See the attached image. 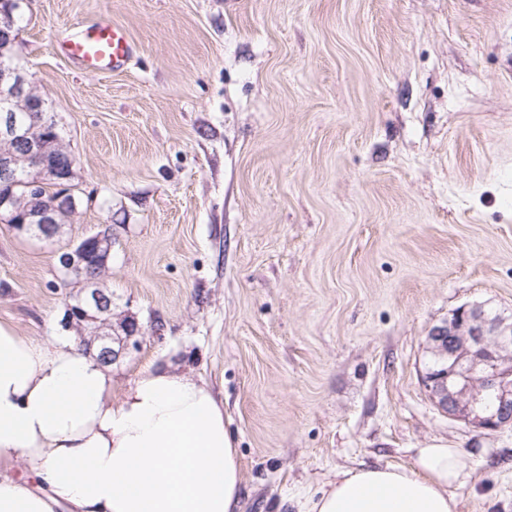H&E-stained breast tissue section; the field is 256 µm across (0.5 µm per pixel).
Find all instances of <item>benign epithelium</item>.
<instances>
[{
	"label": "benign epithelium",
	"instance_id": "obj_1",
	"mask_svg": "<svg viewBox=\"0 0 512 512\" xmlns=\"http://www.w3.org/2000/svg\"><path fill=\"white\" fill-rule=\"evenodd\" d=\"M12 24L13 11L0 16V141L14 144V149L0 152V182H16L23 160L41 176L53 178L61 192L45 205L39 204L36 183L29 185L33 197L27 205L0 194V220L21 233L51 239L61 229L56 213L76 210L69 188L75 162L52 152L44 100L35 97L34 85L8 50ZM111 255L112 227L107 226L59 253L58 264L65 278L80 286L78 295L66 303L64 326L82 340L91 338L107 359L115 360L121 350L113 347L112 294L100 283ZM427 339L430 353L442 361L439 369L427 367L423 377L437 406L486 434L511 427L512 357L507 352L512 349V316L491 315L482 304L462 306L447 322L433 327ZM480 388L494 396V409L478 406Z\"/></svg>",
	"mask_w": 512,
	"mask_h": 512
}]
</instances>
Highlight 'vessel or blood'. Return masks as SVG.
Returning a JSON list of instances; mask_svg holds the SVG:
<instances>
[{
  "instance_id": "obj_1",
  "label": "vessel or blood",
  "mask_w": 512,
  "mask_h": 512,
  "mask_svg": "<svg viewBox=\"0 0 512 512\" xmlns=\"http://www.w3.org/2000/svg\"><path fill=\"white\" fill-rule=\"evenodd\" d=\"M58 48L63 55L93 72L123 69L133 53L126 31L116 25L72 28L60 38Z\"/></svg>"
}]
</instances>
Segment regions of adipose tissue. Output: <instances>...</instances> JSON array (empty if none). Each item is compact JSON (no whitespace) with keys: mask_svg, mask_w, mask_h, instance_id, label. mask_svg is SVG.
Segmentation results:
<instances>
[{"mask_svg":"<svg viewBox=\"0 0 512 512\" xmlns=\"http://www.w3.org/2000/svg\"><path fill=\"white\" fill-rule=\"evenodd\" d=\"M470 470L464 451L434 444L410 468L339 473L297 508L456 512L448 488ZM241 481L224 403L205 381L152 367L117 398L111 367L84 346L0 323V512H240Z\"/></svg>","mask_w":512,"mask_h":512,"instance_id":"1","label":"adipose tissue"}]
</instances>
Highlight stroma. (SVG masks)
Here are the masks:
<instances>
[{"instance_id":"1","label":"stroma","mask_w":512,"mask_h":512,"mask_svg":"<svg viewBox=\"0 0 512 512\" xmlns=\"http://www.w3.org/2000/svg\"><path fill=\"white\" fill-rule=\"evenodd\" d=\"M16 61L76 157L59 236L0 222V322L65 336L58 251L112 228L103 285L142 328L118 386L170 364L224 399L242 512L443 442L457 512H512V428L422 382L430 329L512 316V0H27ZM136 45L92 74L69 28Z\"/></svg>"}]
</instances>
